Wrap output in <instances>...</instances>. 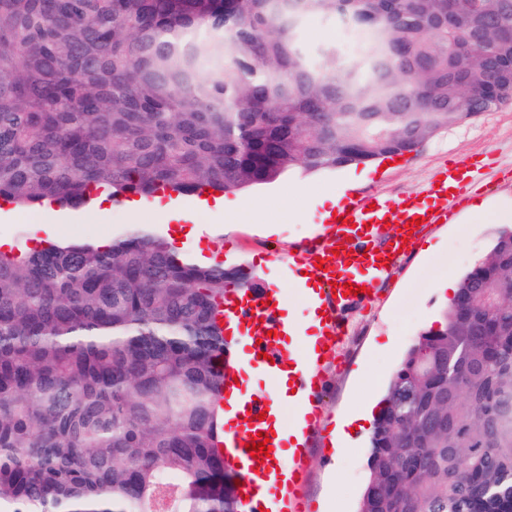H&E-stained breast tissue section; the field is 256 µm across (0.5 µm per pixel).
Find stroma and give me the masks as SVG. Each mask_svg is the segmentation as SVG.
<instances>
[{
    "instance_id": "stroma-1",
    "label": "stroma",
    "mask_w": 512,
    "mask_h": 512,
    "mask_svg": "<svg viewBox=\"0 0 512 512\" xmlns=\"http://www.w3.org/2000/svg\"><path fill=\"white\" fill-rule=\"evenodd\" d=\"M451 161L485 165L483 182L465 191L464 202L479 199L492 208L512 206V104L439 132L387 168L374 162L362 170L292 172L273 183L227 195L229 205L242 208L237 223L228 226L201 215L192 237L180 233L179 208L162 218L146 206L134 216L127 207L111 203L69 213L63 220L49 217L45 206L34 213L26 209L1 213L0 237L14 245L62 237L101 241L136 224L172 239L181 252L193 257L212 254L225 268L253 277L269 255L287 257L318 232L322 221L314 203L319 195L343 190L360 197L377 193L395 199L426 186L433 172ZM268 224L277 226V235L265 236ZM494 231V225L472 223L460 212L450 223L427 225L389 280L376 285L375 301L346 315L345 343L326 355L321 415L308 441V467L299 487L303 512H356L367 478L369 436L355 435L347 451L336 455L332 445L336 420L353 404L363 402L364 385H371L373 398H380L416 334L446 306L441 283L485 257Z\"/></svg>"
}]
</instances>
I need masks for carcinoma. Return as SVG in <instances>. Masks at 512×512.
<instances>
[{
  "label": "carcinoma",
  "instance_id": "cac0c4a2",
  "mask_svg": "<svg viewBox=\"0 0 512 512\" xmlns=\"http://www.w3.org/2000/svg\"><path fill=\"white\" fill-rule=\"evenodd\" d=\"M512 0H0V200L233 193L412 152L512 89ZM347 18L311 57L310 17ZM389 137L384 138L381 133ZM144 228L0 252V509L243 512L224 299ZM357 512H512V228L383 389Z\"/></svg>",
  "mask_w": 512,
  "mask_h": 512
}]
</instances>
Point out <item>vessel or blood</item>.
Instances as JSON below:
<instances>
[{"instance_id":"obj_1","label":"vessel or blood","mask_w":512,"mask_h":512,"mask_svg":"<svg viewBox=\"0 0 512 512\" xmlns=\"http://www.w3.org/2000/svg\"><path fill=\"white\" fill-rule=\"evenodd\" d=\"M462 163L453 162L440 168V184H428L391 199L379 194L363 199H344L335 215L326 220L323 231L301 243L288 259L290 274H298L303 266L314 269L316 292L321 300L318 346L335 349L341 346L344 328L341 314L354 305H366L373 297L367 289L389 277L405 254L402 228L409 220L427 224L450 219L463 194ZM352 283L358 292L346 294L344 283ZM284 305L278 290L243 289L224 303V322L235 326L239 336H249L255 326L265 334L235 367L233 380L224 385L225 397L239 396L242 402L241 423L224 439L225 454L232 458L241 474V495L248 500L264 497V512H301L297 488L305 469L303 449H296L287 465L266 468L249 450L258 433L277 439L274 428L279 415L270 398L254 392L242 383L247 369L259 368L274 373L296 367L299 388L318 389L324 364L303 357L295 348L277 349L276 334L284 328Z\"/></svg>"}]
</instances>
